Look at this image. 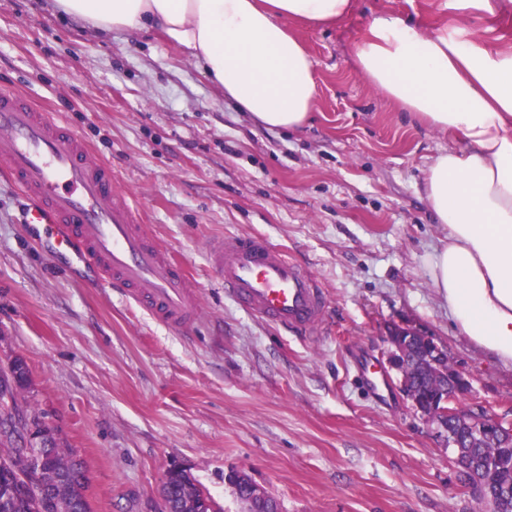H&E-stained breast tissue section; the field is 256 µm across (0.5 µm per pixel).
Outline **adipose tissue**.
<instances>
[{
	"label": "adipose tissue",
	"mask_w": 512,
	"mask_h": 512,
	"mask_svg": "<svg viewBox=\"0 0 512 512\" xmlns=\"http://www.w3.org/2000/svg\"><path fill=\"white\" fill-rule=\"evenodd\" d=\"M110 31L154 29L268 128L304 127L314 61L289 22L341 21L351 0H57ZM355 68L402 111L462 140L428 163L423 194L448 230L430 276L461 335L512 368V48L462 27L420 32L381 14L352 44Z\"/></svg>",
	"instance_id": "obj_1"
}]
</instances>
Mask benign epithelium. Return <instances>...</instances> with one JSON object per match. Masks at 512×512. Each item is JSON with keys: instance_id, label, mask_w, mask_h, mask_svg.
<instances>
[{"instance_id": "1", "label": "benign epithelium", "mask_w": 512, "mask_h": 512, "mask_svg": "<svg viewBox=\"0 0 512 512\" xmlns=\"http://www.w3.org/2000/svg\"><path fill=\"white\" fill-rule=\"evenodd\" d=\"M398 337L390 338L393 352L389 364L403 371L415 366L432 373L439 381V390L432 398L424 401L415 390L402 384L403 391L414 406L422 413L426 423L444 435L448 446L461 447V442L483 446L499 445L505 436L512 437V428L489 414L482 406L476 409L460 408L453 405L457 394L467 389L468 383L463 374L449 367H440L441 350L432 339L409 328L397 330ZM235 486L245 490L242 501L247 505L246 512H279L278 503L267 491L254 484L245 474L234 472L229 475ZM470 486L480 495L496 494L504 499L512 496V490L497 487L487 469L475 477ZM162 512H219L213 498L192 481H184L179 502L175 503L167 493H162Z\"/></svg>"}]
</instances>
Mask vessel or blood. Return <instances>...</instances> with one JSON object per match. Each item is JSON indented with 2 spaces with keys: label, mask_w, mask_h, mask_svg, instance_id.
Returning <instances> with one entry per match:
<instances>
[{
  "label": "vessel or blood",
  "mask_w": 512,
  "mask_h": 512,
  "mask_svg": "<svg viewBox=\"0 0 512 512\" xmlns=\"http://www.w3.org/2000/svg\"><path fill=\"white\" fill-rule=\"evenodd\" d=\"M0 171L22 191L24 219L42 228L52 253H73L169 329L195 326V284L151 240L133 196L116 189L111 165L93 157L60 116L5 87ZM209 258L225 296L242 308L292 333L320 329L327 309L320 281L265 238H225L210 246Z\"/></svg>",
  "instance_id": "b4317fda"
}]
</instances>
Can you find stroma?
<instances>
[{"label":"stroma","mask_w":512,"mask_h":512,"mask_svg":"<svg viewBox=\"0 0 512 512\" xmlns=\"http://www.w3.org/2000/svg\"><path fill=\"white\" fill-rule=\"evenodd\" d=\"M378 14L512 43V20L490 28L448 0H353L337 24L290 22L318 89L292 131L223 99L156 33L102 32L54 0H0V87L59 114L111 163L201 298L200 321L180 334L53 259L0 174V363L25 361V395L56 444L83 460L92 512H158L174 463L221 512H245L233 470L282 512H478L453 449L402 391L388 334L431 336L470 381L459 405L507 425L512 370L457 333L432 286L447 232L422 185L448 137L353 67L351 45ZM243 235L264 236L319 277L329 319L318 335L275 328L225 297L208 246ZM366 356L385 384L361 376Z\"/></svg>","instance_id":"stroma-1"}]
</instances>
